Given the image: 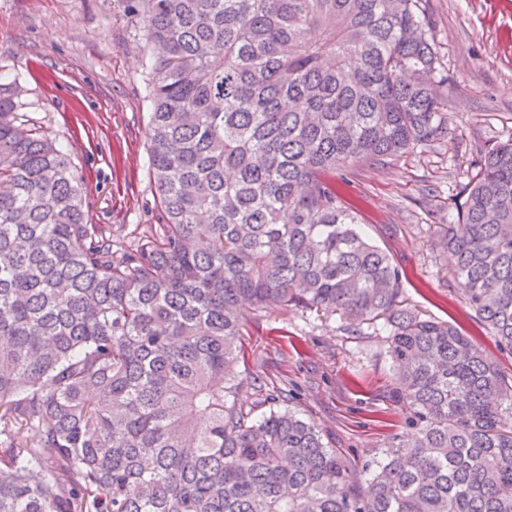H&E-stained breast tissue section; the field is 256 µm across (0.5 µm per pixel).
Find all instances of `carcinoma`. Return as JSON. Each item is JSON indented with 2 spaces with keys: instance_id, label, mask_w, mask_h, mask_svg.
I'll return each instance as SVG.
<instances>
[{
  "instance_id": "cac0c4a2",
  "label": "carcinoma",
  "mask_w": 512,
  "mask_h": 512,
  "mask_svg": "<svg viewBox=\"0 0 512 512\" xmlns=\"http://www.w3.org/2000/svg\"><path fill=\"white\" fill-rule=\"evenodd\" d=\"M138 17L159 223L84 222L67 153L0 74V512H512V370L403 304L344 174L448 136L424 0H117ZM466 304L512 352V143L457 221ZM385 333L411 438L363 460L240 370L249 315Z\"/></svg>"
}]
</instances>
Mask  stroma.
I'll use <instances>...</instances> for the list:
<instances>
[{
    "label": "stroma",
    "instance_id": "35a3bbf8",
    "mask_svg": "<svg viewBox=\"0 0 512 512\" xmlns=\"http://www.w3.org/2000/svg\"><path fill=\"white\" fill-rule=\"evenodd\" d=\"M426 12L446 77L448 136L353 167L346 198L401 265L406 304L477 336L453 258L437 242L482 151L512 139V0H428ZM146 61L140 29L117 0H0V71L25 85L30 125L62 144L77 169L86 223L111 226L122 245L156 221ZM346 325L335 313L276 310L249 322L243 344L266 392L362 457L407 430L381 337Z\"/></svg>",
    "mask_w": 512,
    "mask_h": 512
}]
</instances>
